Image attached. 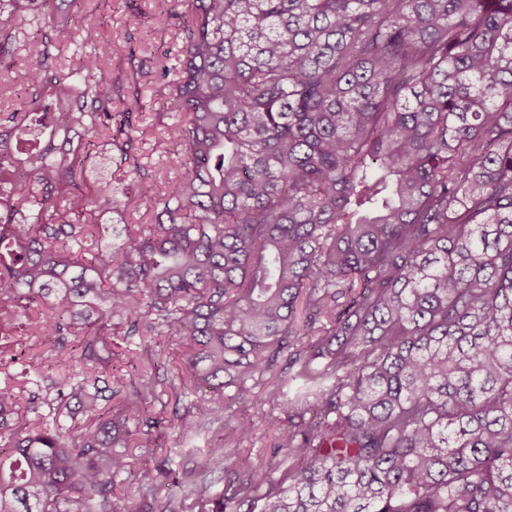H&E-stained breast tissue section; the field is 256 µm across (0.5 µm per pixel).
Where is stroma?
Wrapping results in <instances>:
<instances>
[{"mask_svg":"<svg viewBox=\"0 0 512 512\" xmlns=\"http://www.w3.org/2000/svg\"><path fill=\"white\" fill-rule=\"evenodd\" d=\"M139 8L146 15V22L139 28L126 23L132 8ZM95 22L100 35L112 43L113 67H126L129 53L149 59L161 56L175 39L177 28L170 19L163 0H91L89 7L73 11L71 22L80 26ZM145 110L137 133L141 161L148 173L149 184L162 185L166 179L177 176L178 170L172 155L159 154L155 148L157 137L170 125L172 119L162 109V103L170 93L168 87L144 81L141 88ZM112 352L120 360L126 379L139 381L145 378L150 362H157L155 378L160 396L151 404L152 414L172 417L175 408V390L179 388L177 377L179 347L171 336H137L132 342L114 339ZM235 416L250 420L252 431L247 440L239 445L241 455L252 459L262 458L275 440V428L269 422L270 406L256 407L251 400L241 399L231 407ZM223 432L219 424H207L197 437H181L176 429H168L159 439L160 446L154 449L149 466L157 486L185 481L196 474L198 467L194 457L186 455L189 447L205 450L208 440Z\"/></svg>","mask_w":512,"mask_h":512,"instance_id":"stroma-1","label":"stroma"}]
</instances>
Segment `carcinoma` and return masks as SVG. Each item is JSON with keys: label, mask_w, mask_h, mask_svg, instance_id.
I'll return each mask as SVG.
<instances>
[{"label": "carcinoma", "mask_w": 512, "mask_h": 512, "mask_svg": "<svg viewBox=\"0 0 512 512\" xmlns=\"http://www.w3.org/2000/svg\"><path fill=\"white\" fill-rule=\"evenodd\" d=\"M166 2L156 147L183 172L129 224L105 169L147 176L146 62L112 69L57 0H0V71L37 98L0 113V355L28 359L0 368V512H142L115 490L153 482L167 418L112 365L140 335L179 339L183 436L281 367L288 426L256 464L210 445L228 483L190 488L198 512H512V0Z\"/></svg>", "instance_id": "cac0c4a2"}]
</instances>
